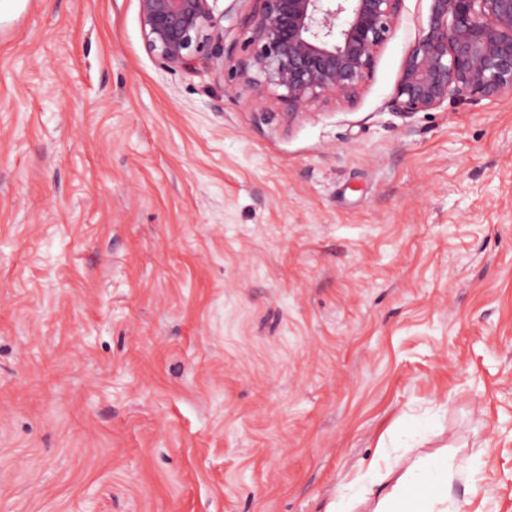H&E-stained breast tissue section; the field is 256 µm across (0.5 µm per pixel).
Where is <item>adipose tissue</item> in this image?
<instances>
[{"label": "adipose tissue", "instance_id": "1", "mask_svg": "<svg viewBox=\"0 0 512 512\" xmlns=\"http://www.w3.org/2000/svg\"><path fill=\"white\" fill-rule=\"evenodd\" d=\"M463 475V468L439 456L415 461L378 497L373 512H461L449 491Z\"/></svg>", "mask_w": 512, "mask_h": 512}]
</instances>
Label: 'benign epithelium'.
<instances>
[{
	"instance_id": "benign-epithelium-1",
	"label": "benign epithelium",
	"mask_w": 512,
	"mask_h": 512,
	"mask_svg": "<svg viewBox=\"0 0 512 512\" xmlns=\"http://www.w3.org/2000/svg\"><path fill=\"white\" fill-rule=\"evenodd\" d=\"M403 0H253L235 75L255 94L282 89L288 116L323 97L351 102L398 23ZM393 111L403 115L512 93V0H427ZM148 51L167 70L232 54L214 35L210 0H138Z\"/></svg>"
}]
</instances>
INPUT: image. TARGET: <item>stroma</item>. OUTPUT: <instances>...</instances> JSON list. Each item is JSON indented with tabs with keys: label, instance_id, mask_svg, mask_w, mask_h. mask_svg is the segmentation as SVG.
<instances>
[{
	"label": "stroma",
	"instance_id": "stroma-1",
	"mask_svg": "<svg viewBox=\"0 0 512 512\" xmlns=\"http://www.w3.org/2000/svg\"><path fill=\"white\" fill-rule=\"evenodd\" d=\"M426 14L293 119L138 0L0 22V512H512V94L393 112ZM214 0H138L148 51L167 70H194L224 58V37L215 36ZM464 473L463 468L449 463L447 457L415 461L395 478L389 491L379 495L372 512H460L449 491ZM448 502H451L449 507Z\"/></svg>",
	"mask_w": 512,
	"mask_h": 512
}]
</instances>
